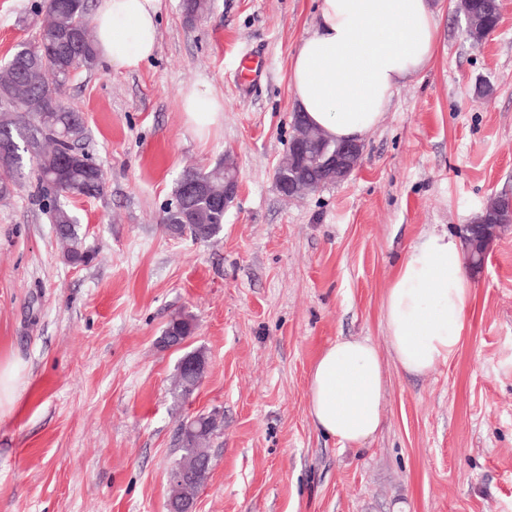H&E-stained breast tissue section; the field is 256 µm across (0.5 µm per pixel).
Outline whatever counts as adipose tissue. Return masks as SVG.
I'll return each mask as SVG.
<instances>
[{
    "label": "adipose tissue",
    "mask_w": 512,
    "mask_h": 512,
    "mask_svg": "<svg viewBox=\"0 0 512 512\" xmlns=\"http://www.w3.org/2000/svg\"><path fill=\"white\" fill-rule=\"evenodd\" d=\"M160 0H100L94 14L97 57L135 70L160 40ZM435 0H320L318 23L289 68L297 108L333 141H360L385 117L395 90L423 74L437 45ZM184 122L207 141L224 124V101L206 87L180 92ZM464 243L445 230L422 231L382 303L391 359L414 376L456 353L473 302ZM314 426L345 448L363 447L379 431L384 365L369 339L347 337L322 350L308 381Z\"/></svg>",
    "instance_id": "obj_1"
}]
</instances>
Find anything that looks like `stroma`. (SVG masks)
I'll return each instance as SVG.
<instances>
[{"label": "stroma", "mask_w": 512, "mask_h": 512, "mask_svg": "<svg viewBox=\"0 0 512 512\" xmlns=\"http://www.w3.org/2000/svg\"><path fill=\"white\" fill-rule=\"evenodd\" d=\"M39 0H0V66L34 36ZM187 22L162 0L154 57L97 63L62 96L84 113L81 143L104 170L72 198L90 263H68L33 174L0 200V352L26 366L0 417V512H166L179 424L219 410L196 512H512V229L470 271L476 298L458 351L429 375L385 362L380 431L341 447L309 414L308 378L337 338L386 351L382 301L418 234L460 231L512 195V0L475 46L457 0H439L430 68L402 84L340 184L289 201L274 171L292 135L290 59L318 0H211ZM224 99L207 142L185 126L180 91ZM489 93H480V86ZM241 191L207 243L160 218L189 167L224 156ZM194 331L161 340L176 314ZM204 350L189 400L171 381Z\"/></svg>", "instance_id": "obj_1"}]
</instances>
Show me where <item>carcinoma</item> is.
I'll use <instances>...</instances> for the list:
<instances>
[{
	"mask_svg": "<svg viewBox=\"0 0 512 512\" xmlns=\"http://www.w3.org/2000/svg\"><path fill=\"white\" fill-rule=\"evenodd\" d=\"M187 20L208 12L211 0H183ZM500 0H462L459 10L466 21L467 37L480 44L498 26ZM89 0H43L38 6V26L34 39L19 44L7 69L0 76V140L12 145L11 154L0 160V184L19 185L23 176V158L32 164L38 189L46 191L44 179L59 170V163L68 151L79 155L67 172L69 186L87 197H97L99 172L88 164L87 152L79 147L85 139L86 127L77 118L78 112L63 99L52 104L45 101L43 90L54 78L59 86L69 79L74 61L92 69L97 63L94 40L87 31ZM193 177L207 180L216 188L224 187V164L219 162L207 171L196 170ZM56 237L65 260L84 264L90 255L82 247L77 217L66 205L56 202L52 208ZM508 221L506 210L482 211L475 224H500ZM166 231L179 224L199 242L215 238L224 225V208L215 206L202 196L187 194L184 179H179L174 201L161 218ZM191 330L188 318L171 319L166 334L184 339ZM181 448L189 456L204 453L206 441L192 434L180 437Z\"/></svg>",
	"mask_w": 512,
	"mask_h": 512,
	"instance_id": "obj_1",
	"label": "carcinoma"
}]
</instances>
